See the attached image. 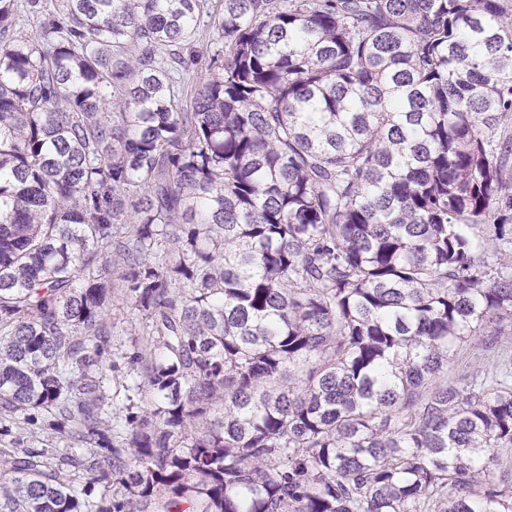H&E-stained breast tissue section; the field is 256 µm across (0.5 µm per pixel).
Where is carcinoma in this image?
I'll list each match as a JSON object with an SVG mask.
<instances>
[{"instance_id":"obj_1","label":"carcinoma","mask_w":512,"mask_h":512,"mask_svg":"<svg viewBox=\"0 0 512 512\" xmlns=\"http://www.w3.org/2000/svg\"><path fill=\"white\" fill-rule=\"evenodd\" d=\"M511 335L512 0H0V512H512ZM217 39L216 31L211 28H203L200 36L196 39L193 45V53L187 60L190 64L186 78H189V86L194 84L203 83L210 75L216 71V64L212 65L213 48ZM115 261L116 265H113ZM118 258L112 254V292L114 291V298L112 301V361H116L119 364L118 370H112V389L118 387L119 381L121 380L120 372L125 371V365L122 360L118 357L124 352H132L134 341L138 336L131 335L134 333L131 331V327L125 322L127 319L126 314L129 313L127 304L125 303V297L121 291L122 282L120 280V267ZM120 388V387H118ZM503 357L512 358V336H501L490 351L463 347L457 351L454 361L448 366V374L454 375L462 371L477 372Z\"/></svg>"}]
</instances>
